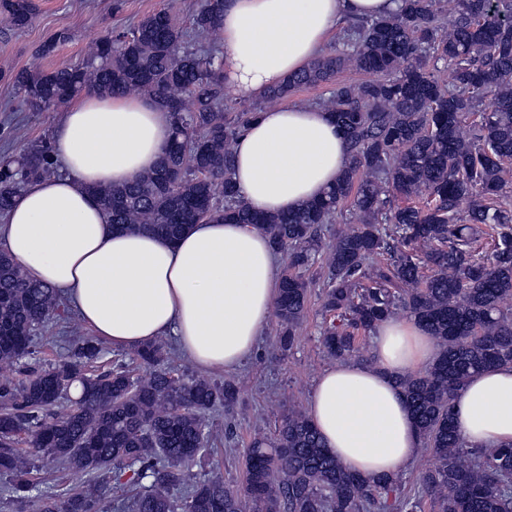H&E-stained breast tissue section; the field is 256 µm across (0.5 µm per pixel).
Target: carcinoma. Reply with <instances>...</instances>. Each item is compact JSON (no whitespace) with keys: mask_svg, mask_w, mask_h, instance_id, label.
<instances>
[{"mask_svg":"<svg viewBox=\"0 0 512 512\" xmlns=\"http://www.w3.org/2000/svg\"><path fill=\"white\" fill-rule=\"evenodd\" d=\"M224 2L201 0L196 35L221 29ZM36 11L34 0H0V22L12 28L28 27ZM69 39L54 34L37 57ZM343 46L263 97L282 102L350 65L369 75L336 84L322 101L348 165L317 198L282 213L254 211L231 177L234 147L264 108L236 107L220 53L190 49L166 8L100 36L81 64L33 65L11 81L27 112H51L82 93L162 103L171 133L159 165L134 183L90 192L121 230L174 239L208 219L265 234L284 257L274 308L281 350L299 340L314 287L322 345L336 361L370 363L359 335L400 312L415 318L439 353L399 385L432 465L412 493L394 477L363 478L327 451L308 414L290 409L274 439L248 448L243 491L219 474L189 484L185 465L211 444L206 417L216 406L234 409L235 385L174 374L158 342L131 352L144 375L123 360L98 373L102 349L85 337L55 367L28 370L20 387L0 384V474L36 512H108L106 490L95 480L60 497L32 495V459L19 448L26 432L30 447L69 469L129 474L130 512H418L426 498L438 512H512V446L468 447L452 412L472 374L512 365V0H401L392 14L348 21ZM55 170L48 138L0 156V219ZM347 203L357 223L333 228ZM64 313L55 289L29 281L0 251V365L30 354L33 331Z\"/></svg>","mask_w":512,"mask_h":512,"instance_id":"1","label":"carcinoma"}]
</instances>
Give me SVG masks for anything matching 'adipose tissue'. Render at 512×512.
I'll return each mask as SVG.
<instances>
[{
  "mask_svg": "<svg viewBox=\"0 0 512 512\" xmlns=\"http://www.w3.org/2000/svg\"><path fill=\"white\" fill-rule=\"evenodd\" d=\"M397 7V0H227L226 82L261 97L318 55L344 17ZM170 129L167 110L150 99H75L52 136L64 175L20 192L0 225V244L113 347L170 334L200 367L231 368L255 351L276 300L278 257L267 237L246 224L210 221L174 239L121 231L90 192L154 169ZM347 163L327 112L287 106L260 113L240 137L233 180L252 209L280 213L334 184ZM438 352L414 319H388L374 330L373 365L347 361L325 370L309 417L328 452L368 478L399 475L420 436L397 379L428 368ZM453 414L469 446L512 445V366L473 374L457 391Z\"/></svg>",
  "mask_w": 512,
  "mask_h": 512,
  "instance_id": "obj_1",
  "label": "adipose tissue"
}]
</instances>
